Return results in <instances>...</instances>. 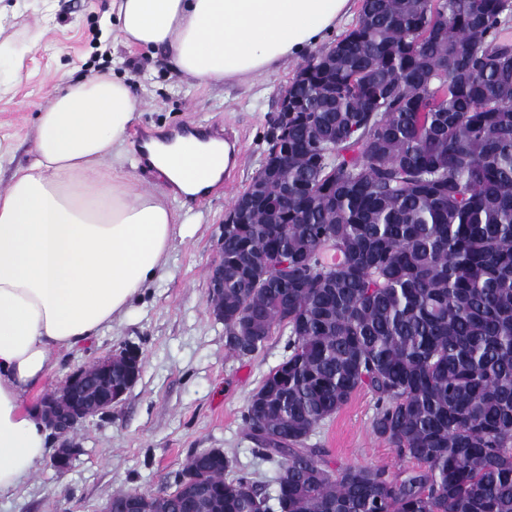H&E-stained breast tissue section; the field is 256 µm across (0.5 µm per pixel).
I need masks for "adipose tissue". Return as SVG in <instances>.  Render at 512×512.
I'll use <instances>...</instances> for the list:
<instances>
[{
    "label": "adipose tissue",
    "mask_w": 512,
    "mask_h": 512,
    "mask_svg": "<svg viewBox=\"0 0 512 512\" xmlns=\"http://www.w3.org/2000/svg\"><path fill=\"white\" fill-rule=\"evenodd\" d=\"M353 0H112L128 46L162 51L204 84L252 79L319 46ZM139 110L123 78L64 82L38 113L34 149L0 193V495L46 453L49 427L30 393L70 351L126 314L163 268L176 215L138 189L121 152ZM184 194L219 181L228 145L194 136L143 146ZM111 171H104V161Z\"/></svg>",
    "instance_id": "adipose-tissue-1"
}]
</instances>
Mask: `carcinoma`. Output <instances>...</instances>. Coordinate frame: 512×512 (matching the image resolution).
I'll return each instance as SVG.
<instances>
[{
	"label": "carcinoma",
	"instance_id": "1",
	"mask_svg": "<svg viewBox=\"0 0 512 512\" xmlns=\"http://www.w3.org/2000/svg\"><path fill=\"white\" fill-rule=\"evenodd\" d=\"M512 0H363L303 63L288 167L224 225V336L288 331L248 401L278 512H512ZM361 389L414 466L331 468L306 441ZM141 512H271L224 453Z\"/></svg>",
	"mask_w": 512,
	"mask_h": 512
}]
</instances>
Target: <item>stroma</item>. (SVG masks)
Masks as SVG:
<instances>
[{
    "label": "stroma",
    "mask_w": 512,
    "mask_h": 512,
    "mask_svg": "<svg viewBox=\"0 0 512 512\" xmlns=\"http://www.w3.org/2000/svg\"><path fill=\"white\" fill-rule=\"evenodd\" d=\"M299 66L289 60L247 82L198 83L162 53L115 40L112 0H0V192L30 156L37 114L57 92L60 75L79 80L113 73L140 99L124 170L141 189L165 193L178 223L189 228L174 237L165 267L129 311L80 349L56 354L29 400L40 403L71 372L126 345L142 353L138 380L110 413L86 419L70 434L79 453L67 472L43 461L0 496V512H101L122 492H170L187 457L203 448L222 449L237 471L268 481L273 467L255 453L243 414L263 378L287 356L288 333L275 330L251 359L234 357L224 324L210 309L209 274L220 254L224 213L258 170L279 92ZM199 124L231 131L238 152L220 184L189 199L141 162V136L184 133ZM375 402L360 390L311 435L310 444L326 449L330 466L392 473L409 467L374 433Z\"/></svg>",
    "instance_id": "35a3bbf8"
}]
</instances>
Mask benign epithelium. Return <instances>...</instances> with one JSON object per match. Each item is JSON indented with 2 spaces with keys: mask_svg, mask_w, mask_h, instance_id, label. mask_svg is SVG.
Returning a JSON list of instances; mask_svg holds the SVG:
<instances>
[{
  "mask_svg": "<svg viewBox=\"0 0 512 512\" xmlns=\"http://www.w3.org/2000/svg\"><path fill=\"white\" fill-rule=\"evenodd\" d=\"M291 111L292 97L285 88L279 96L276 116L270 130L271 139L280 142L287 138L288 113ZM223 296L224 260L220 259L211 267L208 289L212 314L220 321L224 320ZM116 362L122 363L128 374L127 380L119 386L109 385L106 389L100 390L92 384L85 369L78 368L67 377L60 388L44 396L43 414L48 426L57 435L65 438L85 419L110 411L136 383L143 367L139 350L125 347L98 360L102 373L108 377L112 376V365ZM78 452L79 449L66 440L56 449L52 462L58 470L65 472L70 468Z\"/></svg>",
  "mask_w": 512,
  "mask_h": 512,
  "instance_id": "7a95c632",
  "label": "benign epithelium"
}]
</instances>
